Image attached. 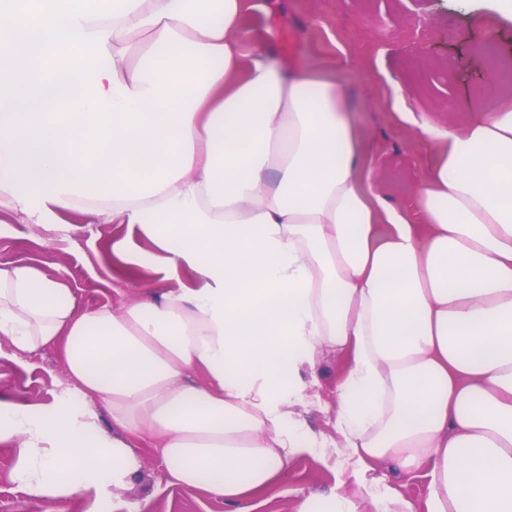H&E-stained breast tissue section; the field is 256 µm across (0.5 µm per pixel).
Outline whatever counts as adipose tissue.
I'll list each match as a JSON object with an SVG mask.
<instances>
[{"label":"adipose tissue","instance_id":"1","mask_svg":"<svg viewBox=\"0 0 512 512\" xmlns=\"http://www.w3.org/2000/svg\"><path fill=\"white\" fill-rule=\"evenodd\" d=\"M246 9L0 0V208L129 225L164 279L194 276L117 312L0 269L12 355L58 345L66 363L50 403L0 399L13 481L108 512L146 443L242 512L326 455L306 377L345 353L335 423L358 490L295 512H512V104L463 125L400 113L431 157L412 219L381 194L343 85L276 61ZM380 459L424 471V501L371 478Z\"/></svg>","mask_w":512,"mask_h":512}]
</instances>
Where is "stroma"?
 <instances>
[{
	"label": "stroma",
	"instance_id": "obj_1",
	"mask_svg": "<svg viewBox=\"0 0 512 512\" xmlns=\"http://www.w3.org/2000/svg\"><path fill=\"white\" fill-rule=\"evenodd\" d=\"M251 13L258 31L273 30L272 54L284 65L302 62L348 86L356 126L377 166L379 185L395 206L410 204L429 166L427 151L402 125L390 105L403 96L414 112H433L455 122L476 119L504 102L502 90L486 80L498 71L512 85V20L484 8L481 0H260ZM67 228L48 231L0 213V268L18 262L38 264L50 276L62 275L79 308L104 305L120 309L162 287L150 266H130L112 253L114 240L126 235L120 224H91L75 212L62 215ZM349 357H327L311 391L322 404L307 424L336 436V383ZM66 367L61 350L48 346L19 357H0V396L18 402H50ZM139 479L121 493L116 512H229L223 501L172 481L157 451L141 449ZM16 457L0 443V512H45L43 501L14 483ZM342 488L354 494L352 467L341 454L326 459H295L286 478L246 512H293L299 492L324 494Z\"/></svg>",
	"mask_w": 512,
	"mask_h": 512
}]
</instances>
